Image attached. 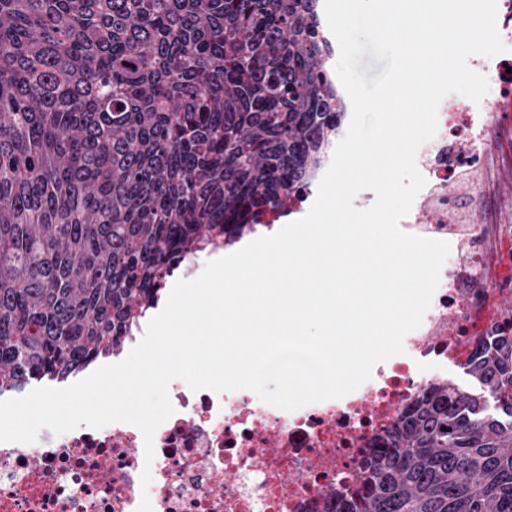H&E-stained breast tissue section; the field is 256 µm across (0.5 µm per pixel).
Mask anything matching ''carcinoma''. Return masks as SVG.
Listing matches in <instances>:
<instances>
[{
  "label": "carcinoma",
  "instance_id": "obj_1",
  "mask_svg": "<svg viewBox=\"0 0 512 512\" xmlns=\"http://www.w3.org/2000/svg\"><path fill=\"white\" fill-rule=\"evenodd\" d=\"M317 0H0V396L124 350L168 277L312 191L347 102ZM330 512H512V333Z\"/></svg>",
  "mask_w": 512,
  "mask_h": 512
}]
</instances>
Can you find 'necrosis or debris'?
Listing matches in <instances>:
<instances>
[{"mask_svg": "<svg viewBox=\"0 0 512 512\" xmlns=\"http://www.w3.org/2000/svg\"><path fill=\"white\" fill-rule=\"evenodd\" d=\"M496 25L505 52L468 61L489 93L478 102L444 98L437 133L417 153L426 184L400 227L446 241L450 252L402 353L375 364L347 395L294 411L250 390L195 392L174 380L175 412L157 429L150 462L140 430L126 422L0 442V512H137L145 498L153 512H317L323 488L353 472L373 437L437 382V368L512 324L494 303L496 291L512 289L498 278L512 267V224H472L458 209L462 180L492 210L488 177L512 175V0H497Z\"/></svg>", "mask_w": 512, "mask_h": 512, "instance_id": "obj_1", "label": "necrosis or debris"}]
</instances>
